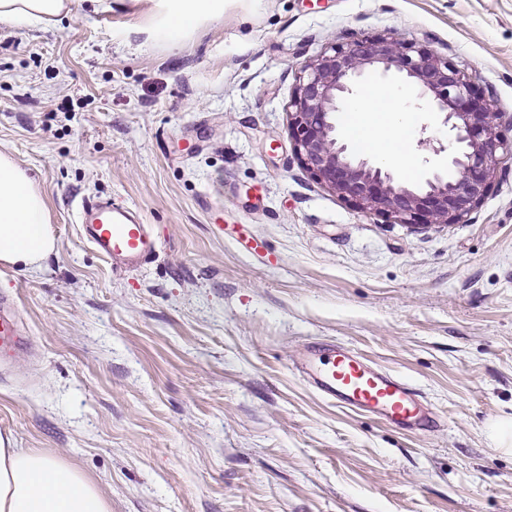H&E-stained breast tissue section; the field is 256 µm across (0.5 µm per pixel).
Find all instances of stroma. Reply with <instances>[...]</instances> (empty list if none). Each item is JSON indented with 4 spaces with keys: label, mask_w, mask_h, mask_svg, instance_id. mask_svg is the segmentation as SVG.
Segmentation results:
<instances>
[{
    "label": "stroma",
    "mask_w": 512,
    "mask_h": 512,
    "mask_svg": "<svg viewBox=\"0 0 512 512\" xmlns=\"http://www.w3.org/2000/svg\"><path fill=\"white\" fill-rule=\"evenodd\" d=\"M66 0L0 27V152L41 190L56 248L0 265L33 353L0 367V433L80 469L112 512H512V162L466 222L387 224L300 166L302 62L387 32L448 58L512 114V0H227L181 44L140 50L143 0ZM359 91L413 114L425 182L451 169L442 114L392 74ZM138 207L162 240L113 272L84 199ZM333 342L417 388L430 432L331 404L296 372Z\"/></svg>",
    "instance_id": "35a3bbf8"
}]
</instances>
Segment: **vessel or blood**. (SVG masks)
Returning a JSON list of instances; mask_svg holds the SVG:
<instances>
[{
  "instance_id": "1",
  "label": "vessel or blood",
  "mask_w": 512,
  "mask_h": 512,
  "mask_svg": "<svg viewBox=\"0 0 512 512\" xmlns=\"http://www.w3.org/2000/svg\"><path fill=\"white\" fill-rule=\"evenodd\" d=\"M79 235L113 271L131 273L159 252V241L139 210L109 200L78 208ZM14 297L0 295V366L31 349ZM303 379L333 404L370 413L393 425L424 429L431 418L420 394L400 378L375 368L351 349L333 343L305 346L297 363Z\"/></svg>"
}]
</instances>
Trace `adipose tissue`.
<instances>
[{
	"mask_svg": "<svg viewBox=\"0 0 512 512\" xmlns=\"http://www.w3.org/2000/svg\"><path fill=\"white\" fill-rule=\"evenodd\" d=\"M149 42H182L224 16L225 0H153ZM65 0H0V26L27 29L50 21ZM352 142L386 161L403 160V126L386 94L369 92L353 107ZM55 247L50 213L34 180L0 152V263L34 272ZM0 512H112L110 501L75 467L0 434Z\"/></svg>",
	"mask_w": 512,
	"mask_h": 512,
	"instance_id": "ef3b65f1",
	"label": "adipose tissue"
}]
</instances>
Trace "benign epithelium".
Here are the masks:
<instances>
[{
    "label": "benign epithelium",
    "instance_id": "7a95c632",
    "mask_svg": "<svg viewBox=\"0 0 512 512\" xmlns=\"http://www.w3.org/2000/svg\"><path fill=\"white\" fill-rule=\"evenodd\" d=\"M368 70L401 75L418 88L431 111L445 113L443 122L454 143L452 178L436 173L424 185L411 186L351 156L336 112ZM288 118L305 171L358 212L382 216L391 224L465 223L486 198L503 156L512 159V142L498 132L506 117L495 110L493 95L448 59L389 34L335 39L305 62L288 103Z\"/></svg>",
    "mask_w": 512,
    "mask_h": 512
}]
</instances>
